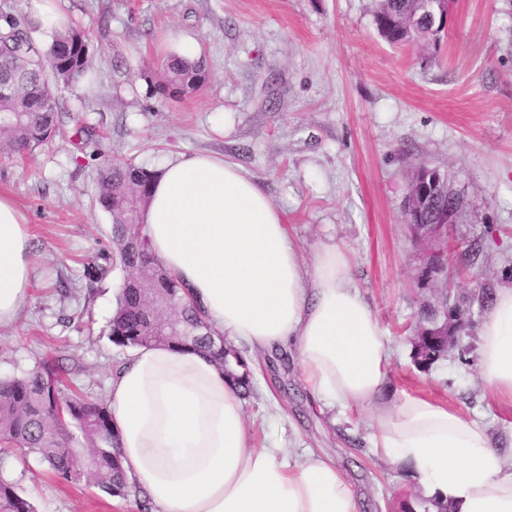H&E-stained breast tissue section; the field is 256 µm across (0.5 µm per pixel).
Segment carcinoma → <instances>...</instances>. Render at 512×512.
<instances>
[{"label":"carcinoma","instance_id":"obj_1","mask_svg":"<svg viewBox=\"0 0 512 512\" xmlns=\"http://www.w3.org/2000/svg\"><path fill=\"white\" fill-rule=\"evenodd\" d=\"M443 11L432 0H379L374 23L391 44L437 39ZM83 31L69 27L59 33L49 48L41 46L31 31L20 26L12 14L0 13V82L21 79L18 98H0V155L10 157L32 152L54 134L61 115L55 84L69 85L86 76L90 65L81 46ZM164 80L177 89H198L206 81L202 62L188 63L176 57L162 62ZM156 173L131 162L107 161L99 173L98 204L111 218L114 255L102 253L100 262L84 266L89 282L106 278L112 264L126 275L119 286L110 321L109 339L119 348L152 343L204 349L237 381L242 396L253 391V374L246 358L208 324L185 298V288L172 278L151 254L149 239L140 230L138 212L130 202L144 204ZM456 198H433L430 210L404 217L407 224L436 222ZM447 356L446 342L439 336H423L411 342L415 367L427 372ZM67 366L61 356L38 364L7 380H0V445L26 458L36 455L54 474L67 482L86 480L114 495H123L129 485L124 476L119 439L112 428L106 404L69 392ZM0 512H34L32 504L14 485L0 477Z\"/></svg>","mask_w":512,"mask_h":512}]
</instances>
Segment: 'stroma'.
<instances>
[{
    "mask_svg": "<svg viewBox=\"0 0 512 512\" xmlns=\"http://www.w3.org/2000/svg\"><path fill=\"white\" fill-rule=\"evenodd\" d=\"M376 0H63L88 38L91 70L58 88L64 114L52 142L20 159L0 158V193L29 223L34 268L28 307L0 327V379L56 350L71 385L106 396L125 349L109 339L121 268L88 284L82 263L113 253L111 219L97 203L105 161L160 170L198 152L223 156L285 212L305 260L333 243L394 351L386 399L422 397L482 419L512 463V400L491 396L478 372L483 289L512 282V0H457L439 43L389 45L373 23ZM198 36L208 74L196 91L162 90L172 32ZM96 148L78 151L77 124ZM447 174L468 204L448 235L473 247L453 301L470 302L474 331L427 373L410 339L440 289L421 287V245L402 204L419 166ZM242 402L256 444L312 448L331 457L360 512H401L412 483L378 458L366 413L329 408L303 386L296 353L259 359ZM0 476L35 512H144L130 488L124 507L97 486L59 480L31 456L8 457Z\"/></svg>",
    "mask_w": 512,
    "mask_h": 512,
    "instance_id": "stroma-1",
    "label": "stroma"
}]
</instances>
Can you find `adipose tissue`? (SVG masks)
I'll return each mask as SVG.
<instances>
[{"label": "adipose tissue", "instance_id": "ef3b65f1", "mask_svg": "<svg viewBox=\"0 0 512 512\" xmlns=\"http://www.w3.org/2000/svg\"><path fill=\"white\" fill-rule=\"evenodd\" d=\"M33 37L51 45L70 19L61 0H25ZM141 221L155 258L209 324L251 349L295 348L301 377L332 406L368 410L371 446L409 469L423 498L451 512H512V470L486 429L442 402L382 399L392 346L346 252L322 245L303 261L284 212L222 156L167 160ZM28 221L0 194V325L31 293ZM479 369L512 399V284L485 312ZM123 467L155 512H359L334 461L253 443L236 386L208 354L162 344L134 349L108 383Z\"/></svg>", "mask_w": 512, "mask_h": 512}]
</instances>
